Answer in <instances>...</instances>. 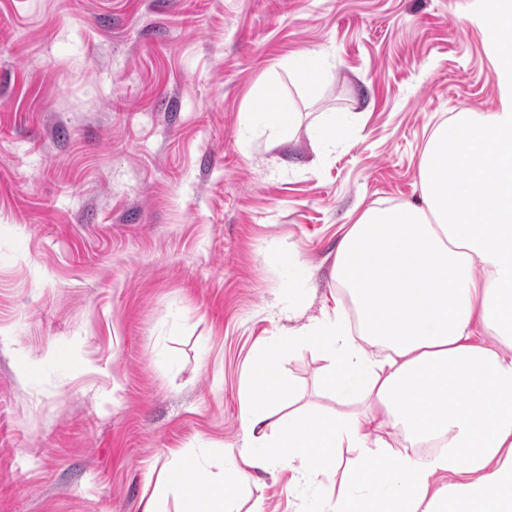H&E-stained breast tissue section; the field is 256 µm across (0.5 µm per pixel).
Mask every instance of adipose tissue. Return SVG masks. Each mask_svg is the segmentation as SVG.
Listing matches in <instances>:
<instances>
[{
  "instance_id": "obj_1",
  "label": "adipose tissue",
  "mask_w": 512,
  "mask_h": 512,
  "mask_svg": "<svg viewBox=\"0 0 512 512\" xmlns=\"http://www.w3.org/2000/svg\"><path fill=\"white\" fill-rule=\"evenodd\" d=\"M499 109L456 113L432 133L420 203L363 211L332 277L351 306L266 339L237 453L194 485L167 480L185 512H239L250 470L298 483L340 477L313 512H512V0H486ZM272 131L297 114L266 87L252 114ZM483 325L490 342L473 341ZM314 346L332 413L282 410L281 363ZM445 484H436V477Z\"/></svg>"
}]
</instances>
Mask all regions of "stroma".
Listing matches in <instances>:
<instances>
[{
    "label": "stroma",
    "instance_id": "1",
    "mask_svg": "<svg viewBox=\"0 0 512 512\" xmlns=\"http://www.w3.org/2000/svg\"><path fill=\"white\" fill-rule=\"evenodd\" d=\"M486 24L483 0H0V512H183L159 471L236 449L259 345L343 298L349 224L418 202L434 128L499 107ZM269 85L294 129L251 123ZM324 365L282 370L319 405ZM316 495L269 468L240 497ZM325 64L326 60L322 52L310 53L301 63L305 86L310 95H316L319 92V76Z\"/></svg>",
    "mask_w": 512,
    "mask_h": 512
}]
</instances>
